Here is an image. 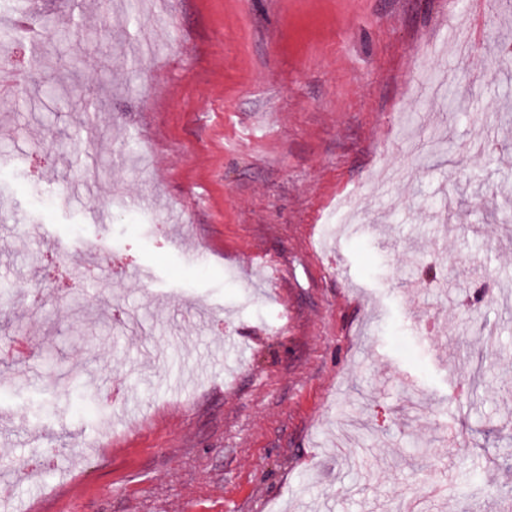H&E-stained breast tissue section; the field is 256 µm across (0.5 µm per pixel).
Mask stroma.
Masks as SVG:
<instances>
[{
	"label": "stroma",
	"instance_id": "stroma-1",
	"mask_svg": "<svg viewBox=\"0 0 512 512\" xmlns=\"http://www.w3.org/2000/svg\"><path fill=\"white\" fill-rule=\"evenodd\" d=\"M94 2L8 48L0 512H512V10Z\"/></svg>",
	"mask_w": 512,
	"mask_h": 512
}]
</instances>
